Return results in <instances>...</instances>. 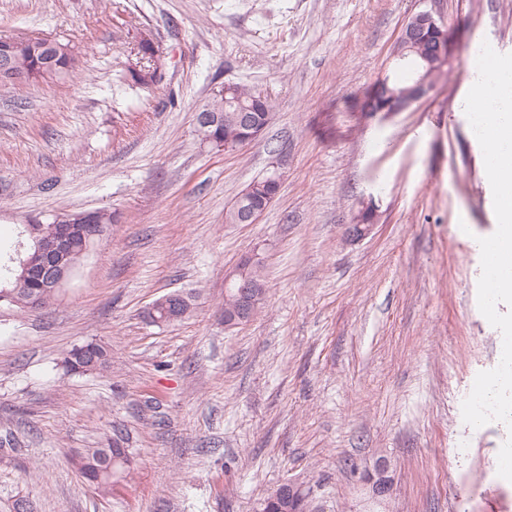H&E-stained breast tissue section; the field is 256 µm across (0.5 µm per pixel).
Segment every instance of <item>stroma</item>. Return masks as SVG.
<instances>
[{"instance_id": "1", "label": "stroma", "mask_w": 512, "mask_h": 512, "mask_svg": "<svg viewBox=\"0 0 512 512\" xmlns=\"http://www.w3.org/2000/svg\"><path fill=\"white\" fill-rule=\"evenodd\" d=\"M454 33L427 98L368 118L405 21ZM70 44L75 73L0 90V254L20 225L62 211L112 215L101 244L45 307L0 308V512H255L286 482L315 512H364L363 473L386 461L390 512H512L497 474L512 436L461 406L500 362L477 303L474 238L497 220L465 115L489 43L512 53V0H0V37ZM165 79L125 80L142 38ZM273 105L263 138L201 144L198 108L225 83ZM280 192L254 224L225 215L252 181ZM373 198L377 223L348 226ZM266 295L224 326V277L245 257ZM188 315L147 319L160 296ZM108 347L69 373L66 351ZM122 436L123 477L102 492L76 461Z\"/></svg>"}]
</instances>
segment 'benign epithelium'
<instances>
[{
  "label": "benign epithelium",
  "mask_w": 512,
  "mask_h": 512,
  "mask_svg": "<svg viewBox=\"0 0 512 512\" xmlns=\"http://www.w3.org/2000/svg\"><path fill=\"white\" fill-rule=\"evenodd\" d=\"M13 42L14 53L0 57V85L6 88L20 84L31 85L34 83L35 74L20 62L29 40L15 38ZM453 52L451 32L433 12L425 10L411 16L406 21L392 54L394 63L403 64L410 69L411 86L398 94L390 89V76L378 78L365 97L363 114L369 117L378 114L393 115L428 97L436 85L435 77L448 70ZM250 112L251 109L240 107L231 113L238 131L248 133V137L238 142L233 136L227 137V142L233 143L235 150L259 141L265 131V128L253 123ZM265 185L267 192L260 206L246 207L243 204L246 196L252 193L253 186H247L239 194L231 206L236 223H256L262 212L275 200L280 191V177L276 174L267 176ZM100 215L98 210L54 214L51 220L53 234L47 248L40 247L38 241L21 234L19 248L11 256V260L18 261L23 269L17 284L38 282L41 287L49 289L50 293H58L71 278L78 262L103 240L106 228ZM376 217L375 202L371 199L362 202L355 222L349 225V234L356 238L368 235L374 227ZM255 267L256 263L245 259L225 277L224 326L227 328L249 322L259 310L265 289L252 275ZM388 472L387 464L380 462L374 472L365 478L367 502L370 504L367 512H381L386 508L391 488ZM279 499L288 502L289 512H312L310 492L300 485L290 482L281 485L270 495L272 501Z\"/></svg>",
  "instance_id": "7a95c632"
}]
</instances>
